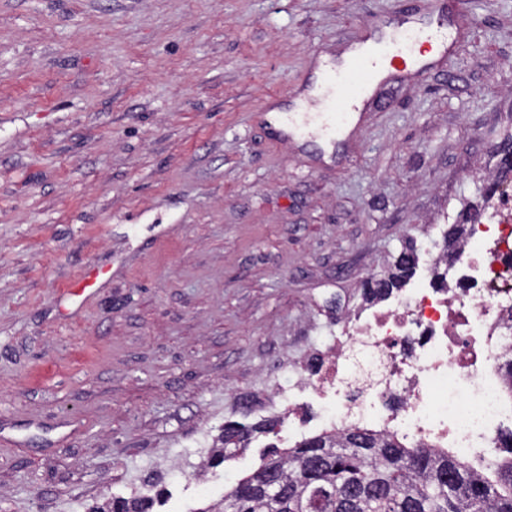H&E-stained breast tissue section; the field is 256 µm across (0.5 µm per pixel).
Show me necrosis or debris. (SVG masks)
Instances as JSON below:
<instances>
[{"label":"necrosis or debris","instance_id":"4bbe7bcc","mask_svg":"<svg viewBox=\"0 0 512 512\" xmlns=\"http://www.w3.org/2000/svg\"><path fill=\"white\" fill-rule=\"evenodd\" d=\"M496 204L468 224L450 282L432 271L448 248H422L421 272L390 299L349 317L321 372L302 377L327 430L370 426L453 449L493 467L512 434V174Z\"/></svg>","mask_w":512,"mask_h":512}]
</instances>
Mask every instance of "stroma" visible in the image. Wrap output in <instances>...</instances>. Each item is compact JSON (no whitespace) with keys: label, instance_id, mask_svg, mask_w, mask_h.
<instances>
[{"label":"stroma","instance_id":"35a3bbf8","mask_svg":"<svg viewBox=\"0 0 512 512\" xmlns=\"http://www.w3.org/2000/svg\"><path fill=\"white\" fill-rule=\"evenodd\" d=\"M438 2L0 0V512H86L154 471L163 512H195L281 446L200 467L241 396L279 413L362 278L478 202L512 0H446L447 52L331 158L267 110Z\"/></svg>","mask_w":512,"mask_h":512}]
</instances>
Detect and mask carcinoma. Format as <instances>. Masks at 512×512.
I'll use <instances>...</instances> for the list:
<instances>
[{"instance_id":"cac0c4a2","label":"carcinoma","mask_w":512,"mask_h":512,"mask_svg":"<svg viewBox=\"0 0 512 512\" xmlns=\"http://www.w3.org/2000/svg\"><path fill=\"white\" fill-rule=\"evenodd\" d=\"M499 151L498 170L512 172V133ZM416 261L399 256L381 283L361 281L363 301L383 298L414 275ZM253 406L243 402L244 421L227 420L214 444L209 466L245 451L256 433H270L279 417L245 419ZM278 483V498L266 489ZM154 497L114 498L89 512H154ZM195 512H512V455L491 475L458 461L442 448L407 446L394 433L367 428L325 431L294 446L274 449L217 503Z\"/></svg>"}]
</instances>
